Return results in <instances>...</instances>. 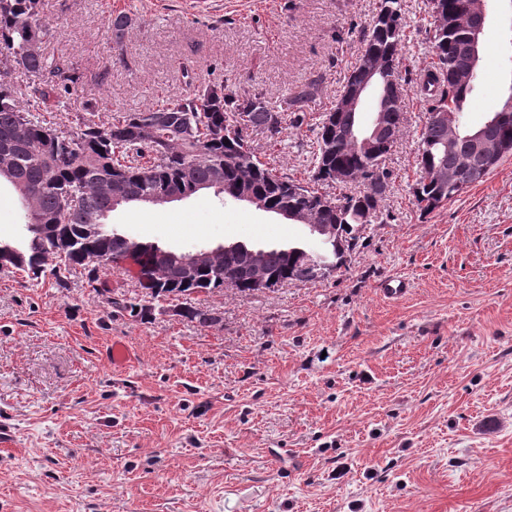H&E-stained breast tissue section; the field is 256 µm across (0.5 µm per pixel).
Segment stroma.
Masks as SVG:
<instances>
[{"label":"stroma","mask_w":512,"mask_h":512,"mask_svg":"<svg viewBox=\"0 0 512 512\" xmlns=\"http://www.w3.org/2000/svg\"><path fill=\"white\" fill-rule=\"evenodd\" d=\"M40 0L47 57L77 72L62 132L220 83L282 103L318 77L305 120L250 132L278 174L308 179L315 124L335 105L379 0ZM136 22L121 40L108 23ZM404 128L385 167L383 223L325 279L202 303V327L157 302L150 320L109 307L144 294L122 265L64 286L0 269V512H512V155L454 201L420 215L415 93L432 53L428 0H402ZM481 77L466 112L481 126L512 85V0H491ZM111 224L188 251L241 241L318 242L212 191L130 204ZM412 286L391 301L387 277ZM129 361L113 367L112 341Z\"/></svg>","instance_id":"1"}]
</instances>
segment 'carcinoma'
I'll return each instance as SVG.
<instances>
[{"label": "carcinoma", "instance_id": "cac0c4a2", "mask_svg": "<svg viewBox=\"0 0 512 512\" xmlns=\"http://www.w3.org/2000/svg\"><path fill=\"white\" fill-rule=\"evenodd\" d=\"M467 0H430L431 20L425 28L433 62L417 84V93L428 103L427 112L448 108V123L425 121L418 141L419 178L412 185L414 203L421 214H430L458 197L464 189L440 179L443 170L460 168L470 151L471 137L481 134L492 146L484 165L490 174L501 161L495 143L512 139V85L499 109L480 128L468 129L462 114L480 79V68L470 67L475 19ZM39 0H0V54L20 57L27 73L47 76L44 86L21 94L0 74V181L9 183L22 200L25 223L34 229L13 241L0 240V256L10 267L39 283L47 276L61 281V271L81 266L97 273L138 248V242L110 226L113 196L125 203H141L163 193L185 197L211 190L226 199L246 185L268 211H298L308 223L328 226L337 237L357 248L358 227L375 223L377 207L386 197L389 173L384 161L402 130L400 102L394 100L384 116H375L378 153L368 155L356 144L336 139V131L358 126V112L332 107L321 113L317 150L313 154L312 181L325 182V174L344 170L363 185L356 195L340 194L339 205L326 208L319 190L277 174L257 156L247 139L249 129L275 137L281 129V113L262 98L232 99L222 84H206L192 97H170L140 112H127L101 127L91 120L64 135L45 113L53 112L69 94L70 75L59 84L54 77L63 64L48 60L43 50H27L29 37H46L48 27L38 18ZM133 24L124 13L112 15L110 32L119 41ZM407 23L401 0H380L370 29L362 38L358 60H373L384 75L402 80L399 52ZM321 91L313 79L297 87L289 106L299 110ZM79 195L70 210L64 202ZM322 249L302 245L263 247L252 253L211 251L208 262L196 271V280L184 279L181 263L161 264L145 252L140 256L147 298L132 301L111 298L108 304L142 320L154 311V303L183 299L175 315L202 327L217 324L218 317L197 301L199 295L233 288L240 293L271 290L287 283L314 282L320 270L344 266L336 237L320 235ZM277 282L251 285L254 257Z\"/></svg>", "mask_w": 512, "mask_h": 512}]
</instances>
